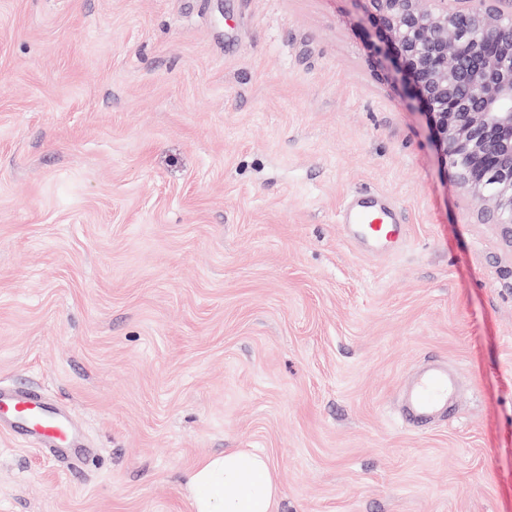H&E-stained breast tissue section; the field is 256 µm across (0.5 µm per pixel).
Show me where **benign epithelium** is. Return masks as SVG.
Here are the masks:
<instances>
[{"instance_id": "7a95c632", "label": "benign epithelium", "mask_w": 512, "mask_h": 512, "mask_svg": "<svg viewBox=\"0 0 512 512\" xmlns=\"http://www.w3.org/2000/svg\"><path fill=\"white\" fill-rule=\"evenodd\" d=\"M477 219L512 243V0H365Z\"/></svg>"}]
</instances>
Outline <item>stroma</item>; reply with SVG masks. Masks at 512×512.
<instances>
[{
    "mask_svg": "<svg viewBox=\"0 0 512 512\" xmlns=\"http://www.w3.org/2000/svg\"><path fill=\"white\" fill-rule=\"evenodd\" d=\"M382 46L364 0H0V381L94 450L0 431V512H190L227 448L281 512H512V245ZM343 224H366L361 228L369 238L378 244H390L393 238H403L404 227L393 224L391 211L370 210L354 204L341 215ZM456 392V379L448 372L446 365H428L404 399L401 407L402 424L416 429L439 416L449 415L454 407Z\"/></svg>",
    "mask_w": 512,
    "mask_h": 512,
    "instance_id": "stroma-1",
    "label": "stroma"
}]
</instances>
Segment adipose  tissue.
<instances>
[{
    "mask_svg": "<svg viewBox=\"0 0 512 512\" xmlns=\"http://www.w3.org/2000/svg\"><path fill=\"white\" fill-rule=\"evenodd\" d=\"M185 483L191 512H277L281 496L269 458L241 448L206 456Z\"/></svg>",
    "mask_w": 512,
    "mask_h": 512,
    "instance_id": "adipose-tissue-1",
    "label": "adipose tissue"
}]
</instances>
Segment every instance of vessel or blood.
<instances>
[{
  "mask_svg": "<svg viewBox=\"0 0 512 512\" xmlns=\"http://www.w3.org/2000/svg\"><path fill=\"white\" fill-rule=\"evenodd\" d=\"M341 221L361 225L365 235L383 245L403 235L402 227L394 224L391 212L385 210H370L355 204L343 212ZM456 392V379L446 365H428L404 399L401 407L403 425L416 429L451 413ZM3 417L11 422L10 433L37 444L54 456L69 457L76 444L71 421L55 412L42 393L0 386V418Z\"/></svg>",
  "mask_w": 512,
  "mask_h": 512,
  "instance_id": "b4317fda",
  "label": "vessel or blood"
}]
</instances>
